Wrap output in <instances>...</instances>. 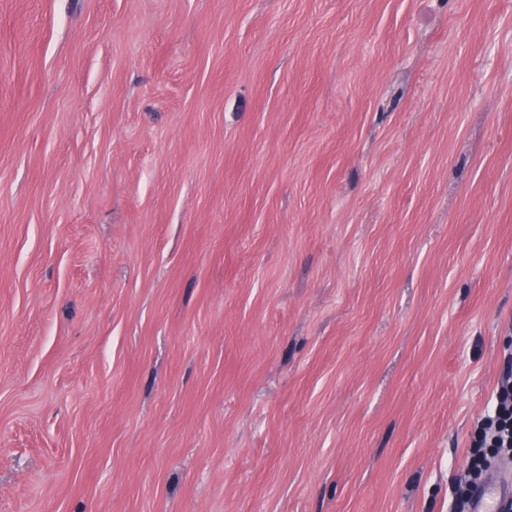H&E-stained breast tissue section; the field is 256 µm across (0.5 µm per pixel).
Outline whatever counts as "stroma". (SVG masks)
Listing matches in <instances>:
<instances>
[{
  "instance_id": "1",
  "label": "stroma",
  "mask_w": 512,
  "mask_h": 512,
  "mask_svg": "<svg viewBox=\"0 0 512 512\" xmlns=\"http://www.w3.org/2000/svg\"><path fill=\"white\" fill-rule=\"evenodd\" d=\"M512 356V0H0V512H462Z\"/></svg>"
}]
</instances>
